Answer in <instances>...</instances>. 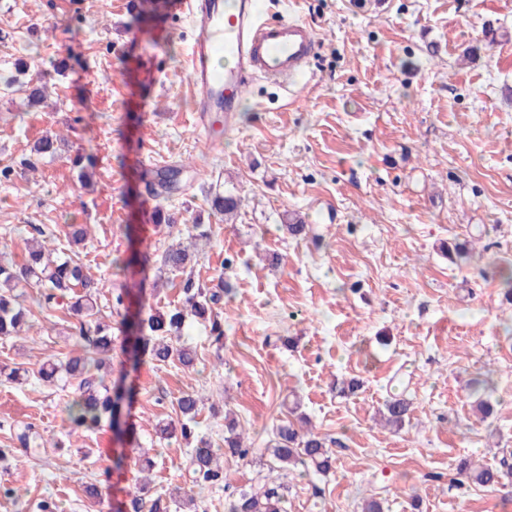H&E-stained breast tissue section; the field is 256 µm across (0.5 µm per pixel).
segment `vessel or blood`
Here are the masks:
<instances>
[{"instance_id": "vessel-or-blood-1", "label": "vessel or blood", "mask_w": 512, "mask_h": 512, "mask_svg": "<svg viewBox=\"0 0 512 512\" xmlns=\"http://www.w3.org/2000/svg\"><path fill=\"white\" fill-rule=\"evenodd\" d=\"M179 12L193 26L189 79L195 88V124L207 134V147L220 144L218 130H232L246 86L265 78L291 85L308 69L318 41L313 29L297 18L270 23L239 0H177Z\"/></svg>"}]
</instances>
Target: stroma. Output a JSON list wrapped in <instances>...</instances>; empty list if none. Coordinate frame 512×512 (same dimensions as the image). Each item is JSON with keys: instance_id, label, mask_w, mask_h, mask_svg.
Instances as JSON below:
<instances>
[{"instance_id": "1", "label": "stroma", "mask_w": 512, "mask_h": 512, "mask_svg": "<svg viewBox=\"0 0 512 512\" xmlns=\"http://www.w3.org/2000/svg\"><path fill=\"white\" fill-rule=\"evenodd\" d=\"M266 19L297 16L316 31L306 76L288 89L261 80L245 98L221 151L195 128L186 15L168 11L151 40L136 41L130 0H0V251L27 255L29 227L56 230L58 254L78 255L107 282L101 318L122 319L115 295L130 277L116 266L130 242L162 253L183 224H208L194 272L224 278V351L203 327L186 337L195 369L144 362L112 378L135 392L130 421L147 456L152 496L185 486L189 448L161 442L175 401L198 391V430L224 445L232 416L250 455L220 462L232 490L267 475V448L289 420L288 397L314 432L338 441L329 474L288 477L287 512H512V494L455 482L461 459L494 465L512 456V305L499 271L512 262V0H253ZM479 47L476 59L461 57ZM75 69L53 75L44 103L26 106L2 79L26 82L66 53ZM59 135L56 158H35ZM93 154L81 181L73 161ZM185 165L182 187L163 200L173 228L155 226L154 203L133 172L144 157ZM241 197L230 222L210 216L218 188ZM335 221H327L322 207ZM299 214L307 238L283 232ZM66 224L88 227L72 244ZM279 263H272V256ZM233 267H225V257ZM71 320L40 315L0 340V366L33 373L78 351ZM491 379L483 394L475 382ZM357 380L356 394L340 392ZM394 393L412 402L398 429L379 411ZM490 399L483 417L475 405ZM66 392L36 378L0 377V512H114L138 480L136 454L119 459L110 429L70 433ZM41 448L21 447L25 427ZM96 485L101 499L86 488ZM13 496H5V489Z\"/></svg>"}]
</instances>
